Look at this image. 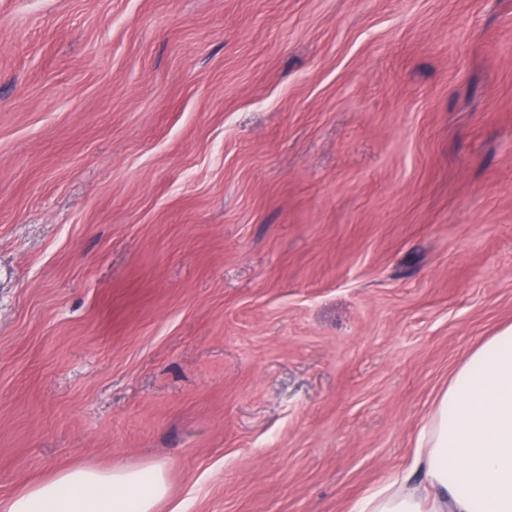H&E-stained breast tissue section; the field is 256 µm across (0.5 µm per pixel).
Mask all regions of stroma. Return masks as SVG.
<instances>
[{
	"label": "stroma",
	"mask_w": 512,
	"mask_h": 512,
	"mask_svg": "<svg viewBox=\"0 0 512 512\" xmlns=\"http://www.w3.org/2000/svg\"><path fill=\"white\" fill-rule=\"evenodd\" d=\"M512 325V0H0V500L353 512ZM169 495L165 464L68 467L0 502L2 512H156Z\"/></svg>",
	"instance_id": "1"
}]
</instances>
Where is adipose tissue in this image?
Wrapping results in <instances>:
<instances>
[{
	"label": "adipose tissue",
	"mask_w": 512,
	"mask_h": 512,
	"mask_svg": "<svg viewBox=\"0 0 512 512\" xmlns=\"http://www.w3.org/2000/svg\"><path fill=\"white\" fill-rule=\"evenodd\" d=\"M407 474L357 512H512V326L486 339L438 396ZM161 462L68 467L0 502V512H157Z\"/></svg>",
	"instance_id": "adipose-tissue-1"
}]
</instances>
